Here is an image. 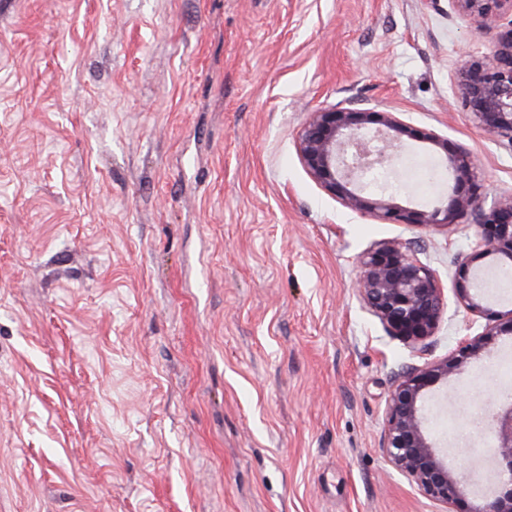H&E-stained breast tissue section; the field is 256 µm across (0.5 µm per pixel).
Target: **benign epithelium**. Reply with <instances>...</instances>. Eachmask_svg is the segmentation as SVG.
Segmentation results:
<instances>
[{"mask_svg": "<svg viewBox=\"0 0 512 512\" xmlns=\"http://www.w3.org/2000/svg\"><path fill=\"white\" fill-rule=\"evenodd\" d=\"M463 22L491 37L480 58L461 59L457 88L464 106L482 131L512 141V0H448ZM509 29L494 33L506 17ZM405 140L441 144L452 175L448 202L432 208L401 205L392 196L364 190L365 170L383 167ZM297 153L310 177L343 206L386 224L448 226L471 222L476 228L473 251L454 263L451 272L457 303L488 320L483 332L465 335L451 355L397 374L388 402L381 448L395 469L409 477L430 500L455 507L454 512H512V394L499 393L486 413L483 432L490 434L488 453L505 461L507 473L487 468L484 479L508 485L494 491L473 510L467 501L466 477L448 466L425 426L424 408L448 377L465 373L484 357L497 336L512 335V311L503 315L488 306L476 279L481 260L500 255L512 268V192L489 208L481 202L476 157L462 147L440 142L432 132L414 128L395 112L334 106L311 113L296 139ZM355 289L387 333L416 345L433 336L445 302L438 273L423 263L410 244L385 241L359 259Z\"/></svg>", "mask_w": 512, "mask_h": 512, "instance_id": "7a95c632", "label": "benign epithelium"}]
</instances>
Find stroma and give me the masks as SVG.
Wrapping results in <instances>:
<instances>
[{
  "instance_id": "obj_1",
  "label": "stroma",
  "mask_w": 512,
  "mask_h": 512,
  "mask_svg": "<svg viewBox=\"0 0 512 512\" xmlns=\"http://www.w3.org/2000/svg\"><path fill=\"white\" fill-rule=\"evenodd\" d=\"M448 0H0V512H445L382 448L394 375L485 321L448 276L469 224H382L295 145L317 109L396 112L512 192V142L461 103L486 52ZM404 142L385 194L451 177ZM415 247L447 308L419 351L354 288ZM512 335L427 404L479 506L475 412L512 387Z\"/></svg>"
}]
</instances>
